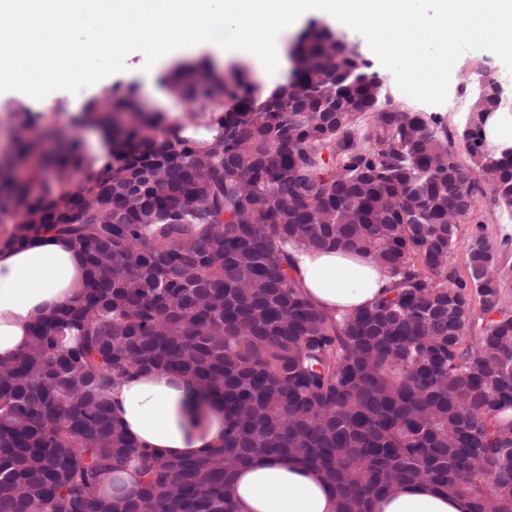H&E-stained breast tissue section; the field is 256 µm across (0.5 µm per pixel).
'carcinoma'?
I'll use <instances>...</instances> for the list:
<instances>
[{"instance_id":"carcinoma-1","label":"carcinoma","mask_w":512,"mask_h":512,"mask_svg":"<svg viewBox=\"0 0 512 512\" xmlns=\"http://www.w3.org/2000/svg\"><path fill=\"white\" fill-rule=\"evenodd\" d=\"M289 55L269 91L244 65L176 64L165 82L194 103L187 123L140 111L131 85L90 101L74 126L107 129L98 156L57 131L49 173L24 138L0 158L3 243L51 232L87 270L80 300L0 360V512H234V476L258 454L316 470L336 512H371L422 482L470 512H512L503 274L476 238L469 281L448 275L458 225L476 211L475 175L497 173L494 198L512 215V149L482 150L473 109L463 165L448 126L386 110L359 44L325 27L309 26ZM74 169L75 190L62 178ZM289 245L366 255L389 288L361 309L320 310ZM151 368L224 401V445L165 457L114 419L112 388Z\"/></svg>"}]
</instances>
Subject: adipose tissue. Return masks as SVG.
Listing matches in <instances>:
<instances>
[{"mask_svg":"<svg viewBox=\"0 0 512 512\" xmlns=\"http://www.w3.org/2000/svg\"><path fill=\"white\" fill-rule=\"evenodd\" d=\"M307 297L327 312L366 306L389 286L370 258L328 249L290 250ZM84 262L72 242L42 233L0 246V359L23 352L40 318L74 303L85 285ZM116 417L146 447L166 456L208 457L224 442L232 414L193 380L160 369L125 378L112 391ZM236 512H336L331 488L296 459L255 456L233 487ZM372 512H468L464 499L420 483L377 499Z\"/></svg>","mask_w":512,"mask_h":512,"instance_id":"1","label":"adipose tissue"}]
</instances>
